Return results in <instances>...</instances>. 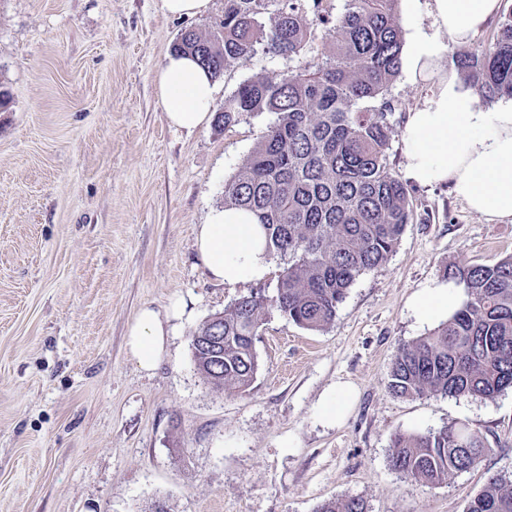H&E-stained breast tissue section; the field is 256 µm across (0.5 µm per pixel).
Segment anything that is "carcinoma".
<instances>
[{"instance_id": "carcinoma-1", "label": "carcinoma", "mask_w": 512, "mask_h": 512, "mask_svg": "<svg viewBox=\"0 0 512 512\" xmlns=\"http://www.w3.org/2000/svg\"><path fill=\"white\" fill-rule=\"evenodd\" d=\"M269 2L224 0V20L215 31L186 30L173 46L215 80L259 47L295 60L319 25L336 38L334 52L315 66L243 81L214 119L222 131L247 114L275 115L225 184L224 205L254 212L268 252L287 264L274 296L243 295L194 332L201 341L224 337L220 357L200 349L194 361L207 383L227 392H244L254 382L253 337L271 312L308 330L324 329L354 281L387 261L413 219L409 190L386 163L393 107L385 92L400 72L403 48L396 0H345L334 19L323 0H313L312 19L302 0H282L285 6L265 22ZM451 60L480 98L512 99V12L492 42L455 47ZM443 278L462 283L468 300L433 332L399 349L389 393L491 399L512 389V257L492 266L446 268ZM487 451L479 431L454 423L394 434L388 462L403 478L432 487L478 466ZM316 512L368 507L349 497L325 501ZM466 512H512V481L490 478Z\"/></svg>"}]
</instances>
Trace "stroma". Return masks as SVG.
Listing matches in <instances>:
<instances>
[{"label": "stroma", "instance_id": "obj_1", "mask_svg": "<svg viewBox=\"0 0 512 512\" xmlns=\"http://www.w3.org/2000/svg\"><path fill=\"white\" fill-rule=\"evenodd\" d=\"M224 0L193 18L162 0H0V512H315L357 496L369 512H465L489 477L512 480V390L492 399L387 390L399 348L433 332L411 300L448 266L512 255V222L490 221L449 185L408 182L413 219L387 262L359 276L334 322L301 328L272 313L244 393L206 384L191 336L240 296L274 294L286 263L228 287L194 245L224 186L273 122L224 131L172 127L156 73L187 29L205 34ZM264 52L215 80V109L240 83L286 71ZM428 86L391 82L388 166ZM159 312L167 351L141 371L126 335ZM352 389L340 418L322 412ZM479 430L481 464L448 483L405 480L388 464L396 432Z\"/></svg>", "mask_w": 512, "mask_h": 512}]
</instances>
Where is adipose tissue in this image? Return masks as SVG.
Returning a JSON list of instances; mask_svg holds the SVG:
<instances>
[{"mask_svg":"<svg viewBox=\"0 0 512 512\" xmlns=\"http://www.w3.org/2000/svg\"><path fill=\"white\" fill-rule=\"evenodd\" d=\"M499 0H434L436 34L413 27L403 66L413 82L432 93L406 117L401 140L408 177L423 185L450 184L474 213L512 220V105L495 112L472 106L469 91L443 65L449 47L466 45L495 16ZM166 117L188 130L211 119L214 83L188 56L169 54L156 74ZM196 248L210 277L229 287L263 279L268 272L265 230L252 212L215 209L196 230ZM456 280L422 289L413 307L420 320L451 316L466 302ZM167 331L158 313L143 308L128 331L132 360L154 369L166 349Z\"/></svg>","mask_w":512,"mask_h":512,"instance_id":"obj_1","label":"adipose tissue"}]
</instances>
